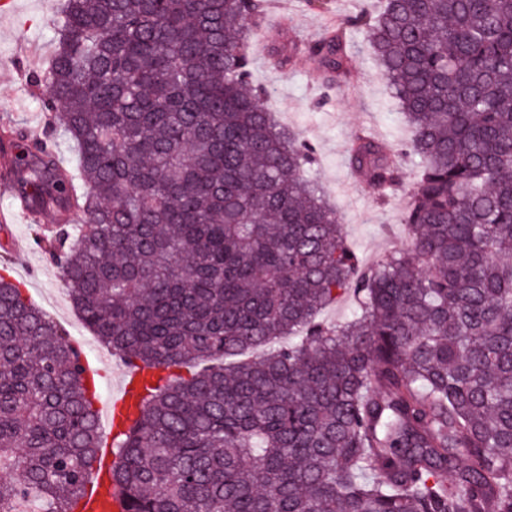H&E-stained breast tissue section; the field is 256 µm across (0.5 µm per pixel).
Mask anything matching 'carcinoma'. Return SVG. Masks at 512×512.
I'll return each instance as SVG.
<instances>
[{"mask_svg":"<svg viewBox=\"0 0 512 512\" xmlns=\"http://www.w3.org/2000/svg\"><path fill=\"white\" fill-rule=\"evenodd\" d=\"M264 16L60 0L46 140L0 126L4 174L57 216L36 244L83 323L163 372L112 438L119 512H512V0H383L308 44L339 84L363 31L412 131L353 139L382 200L418 167L410 247L366 267L306 176L314 147L251 85ZM345 294L350 320H318ZM97 399L0 274V512H72L105 444Z\"/></svg>","mask_w":512,"mask_h":512,"instance_id":"obj_1","label":"carcinoma"}]
</instances>
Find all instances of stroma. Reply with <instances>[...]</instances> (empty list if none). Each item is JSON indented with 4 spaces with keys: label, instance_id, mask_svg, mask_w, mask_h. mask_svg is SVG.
Instances as JSON below:
<instances>
[{
    "label": "stroma",
    "instance_id": "obj_1",
    "mask_svg": "<svg viewBox=\"0 0 512 512\" xmlns=\"http://www.w3.org/2000/svg\"><path fill=\"white\" fill-rule=\"evenodd\" d=\"M285 9H272L251 37L255 82L265 88V108L278 124L309 142L316 162L309 177L319 184L363 265L384 254L407 249L410 237L402 222L408 204L405 194L379 199L376 190L354 177L345 163L353 135L364 131L390 144L408 140L395 99L382 78L372 51L359 30H349V53L354 77L345 87H325L309 56L273 69L268 56L290 40H309L360 8H378V0H329L322 9L307 0H284ZM56 0H0V122L44 132L47 89L33 83L54 51L51 21ZM50 216L39 222L20 219L0 232V268L21 284L31 303L49 315L63 332L80 342L88 359L102 363L103 396H111L124 361L103 353L94 334L82 324L63 286L57 268L35 243V229L51 227Z\"/></svg>",
    "mask_w": 512,
    "mask_h": 512
}]
</instances>
